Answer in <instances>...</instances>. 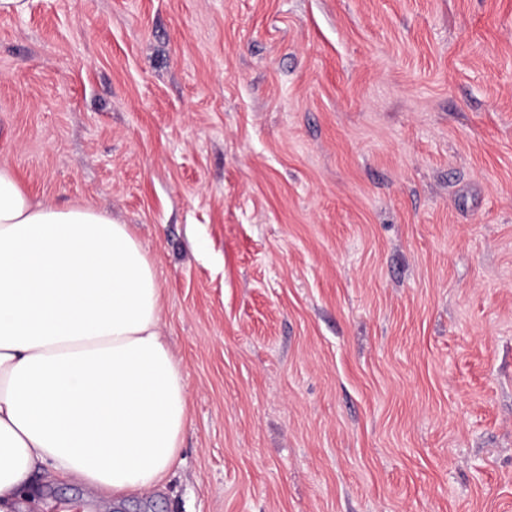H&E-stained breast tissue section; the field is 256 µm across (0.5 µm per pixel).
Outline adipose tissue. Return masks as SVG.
Wrapping results in <instances>:
<instances>
[{"label":"adipose tissue","instance_id":"1","mask_svg":"<svg viewBox=\"0 0 512 512\" xmlns=\"http://www.w3.org/2000/svg\"><path fill=\"white\" fill-rule=\"evenodd\" d=\"M128 225L35 202L0 167V512L37 470L121 501L163 488L189 396Z\"/></svg>","mask_w":512,"mask_h":512}]
</instances>
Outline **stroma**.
I'll use <instances>...</instances> for the list:
<instances>
[{
    "mask_svg": "<svg viewBox=\"0 0 512 512\" xmlns=\"http://www.w3.org/2000/svg\"><path fill=\"white\" fill-rule=\"evenodd\" d=\"M0 166L162 290L179 463L103 512H512V0H27Z\"/></svg>",
    "mask_w": 512,
    "mask_h": 512,
    "instance_id": "stroma-1",
    "label": "stroma"
}]
</instances>
